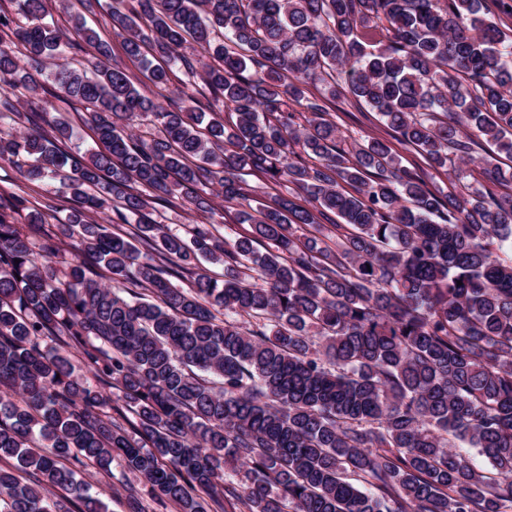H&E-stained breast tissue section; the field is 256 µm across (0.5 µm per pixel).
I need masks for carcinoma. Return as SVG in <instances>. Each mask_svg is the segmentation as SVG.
I'll return each mask as SVG.
<instances>
[{"mask_svg": "<svg viewBox=\"0 0 512 512\" xmlns=\"http://www.w3.org/2000/svg\"><path fill=\"white\" fill-rule=\"evenodd\" d=\"M78 2L127 62L81 12L72 39L52 0L0 3V512H105L77 467L114 464L129 512L142 485L179 512H512V194L483 183L512 172L475 151L512 157V35L486 0ZM352 99L392 139L348 140ZM219 194L248 232L210 222ZM394 147L400 155L403 166L417 172L424 170L429 173L427 181L431 189L438 188L443 189L445 192L448 191L447 172L436 173L433 170H429L425 165L423 158L411 148L404 147L397 142L394 143Z\"/></svg>", "mask_w": 512, "mask_h": 512, "instance_id": "carcinoma-1", "label": "carcinoma"}]
</instances>
